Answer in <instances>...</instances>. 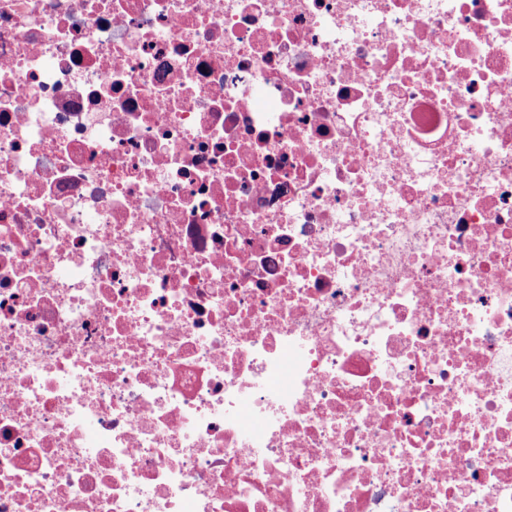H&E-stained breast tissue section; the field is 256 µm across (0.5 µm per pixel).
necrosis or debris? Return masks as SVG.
<instances>
[{"instance_id": "4bbe7bcc", "label": "necrosis or debris", "mask_w": 512, "mask_h": 512, "mask_svg": "<svg viewBox=\"0 0 512 512\" xmlns=\"http://www.w3.org/2000/svg\"><path fill=\"white\" fill-rule=\"evenodd\" d=\"M0 512H512V0H0Z\"/></svg>"}]
</instances>
